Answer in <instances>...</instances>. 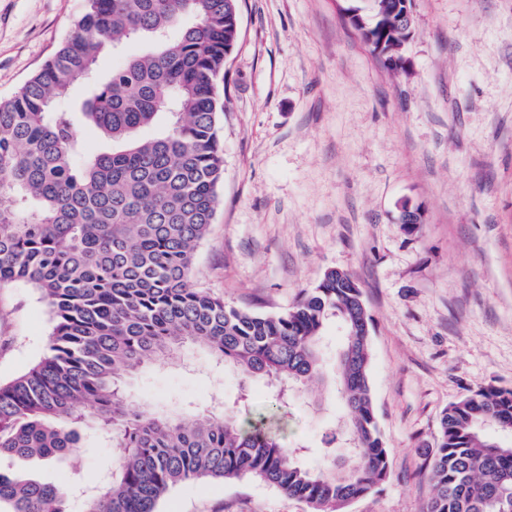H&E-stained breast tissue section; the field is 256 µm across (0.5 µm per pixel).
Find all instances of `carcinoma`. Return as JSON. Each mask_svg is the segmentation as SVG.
I'll return each instance as SVG.
<instances>
[{"instance_id":"carcinoma-1","label":"carcinoma","mask_w":512,"mask_h":512,"mask_svg":"<svg viewBox=\"0 0 512 512\" xmlns=\"http://www.w3.org/2000/svg\"><path fill=\"white\" fill-rule=\"evenodd\" d=\"M390 0L347 9L385 67L405 72L406 36ZM240 35L228 0H85L74 29L12 97L0 99V286L23 281L51 312L47 353L0 384V512H158L178 485L258 478L309 512H343L373 493L389 452L370 385V317L354 276L329 269L287 310L228 306L191 280L195 253L219 204L224 152L219 86ZM102 78L100 57L130 43ZM83 83L79 111L57 95ZM111 147L87 150L84 128ZM158 128L144 138L140 132ZM336 320L335 369L322 338ZM261 377L271 402L244 417L213 399L182 414L133 404L127 377L173 364L189 346ZM340 405L350 467L326 453L301 463L284 443L277 405L314 379ZM94 427L117 457L101 483H51L16 465L60 463ZM424 512H512V390L489 387L448 406L427 462Z\"/></svg>"}]
</instances>
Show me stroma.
Listing matches in <instances>:
<instances>
[{
	"label": "stroma",
	"instance_id": "35a3bbf8",
	"mask_svg": "<svg viewBox=\"0 0 512 512\" xmlns=\"http://www.w3.org/2000/svg\"><path fill=\"white\" fill-rule=\"evenodd\" d=\"M366 0H239L227 66L221 202L193 281L225 303L279 313L324 272H350L371 316L370 380L390 467L345 512H421L425 458L449 404L512 389V0H412L410 67L386 69L345 11ZM84 0H0V98L54 53ZM419 209L406 231L399 208ZM51 333L31 285L0 287V382L34 365ZM135 401L174 411L223 397L259 405L244 379L187 348L134 371ZM320 461L340 409L318 382L280 411ZM84 482L111 470L90 431L74 450ZM159 512H308L253 477L177 486Z\"/></svg>",
	"mask_w": 512,
	"mask_h": 512
}]
</instances>
